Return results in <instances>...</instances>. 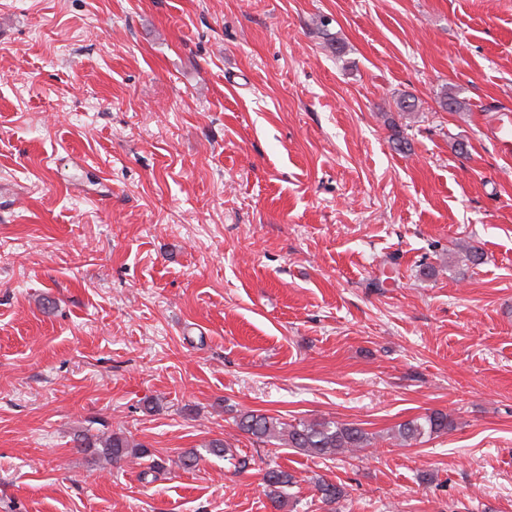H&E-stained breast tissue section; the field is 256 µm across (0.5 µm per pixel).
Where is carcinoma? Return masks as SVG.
<instances>
[{
    "instance_id": "obj_1",
    "label": "carcinoma",
    "mask_w": 512,
    "mask_h": 512,
    "mask_svg": "<svg viewBox=\"0 0 512 512\" xmlns=\"http://www.w3.org/2000/svg\"><path fill=\"white\" fill-rule=\"evenodd\" d=\"M238 428L259 441L277 440L290 448H296L316 457H332L352 448H364L370 444L368 433L355 424L335 422L298 421L287 422L280 418L255 411L241 414ZM448 429V415L433 412L422 419L408 421L397 430V439L408 443L418 441L424 435L440 433ZM104 454L118 462L127 458L141 459L150 455L142 444H132L127 438L114 433L101 442ZM265 492L273 508H283L284 490L294 483V476L286 470L270 468L264 473ZM318 492L327 504H334L345 497L343 487L323 480Z\"/></svg>"
}]
</instances>
